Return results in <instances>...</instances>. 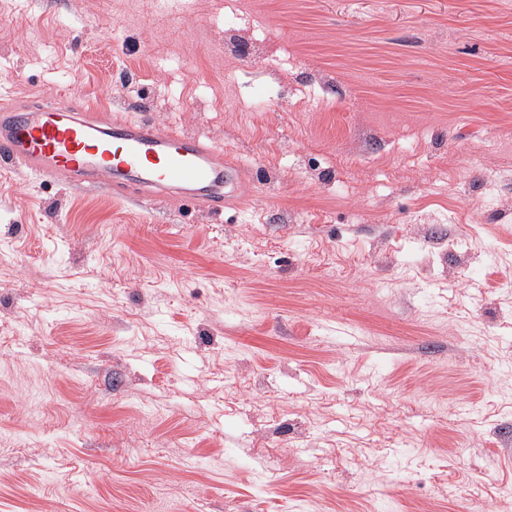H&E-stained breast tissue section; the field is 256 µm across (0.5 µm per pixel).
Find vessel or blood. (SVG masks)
<instances>
[{
    "label": "vessel or blood",
    "mask_w": 512,
    "mask_h": 512,
    "mask_svg": "<svg viewBox=\"0 0 512 512\" xmlns=\"http://www.w3.org/2000/svg\"><path fill=\"white\" fill-rule=\"evenodd\" d=\"M77 94L0 107V165L52 180L110 190L123 198L168 196L223 209L245 181L224 151L150 121H101Z\"/></svg>",
    "instance_id": "b4317fda"
}]
</instances>
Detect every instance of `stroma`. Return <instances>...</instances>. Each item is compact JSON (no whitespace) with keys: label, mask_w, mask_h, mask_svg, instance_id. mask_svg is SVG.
I'll return each instance as SVG.
<instances>
[{"label":"stroma","mask_w":512,"mask_h":512,"mask_svg":"<svg viewBox=\"0 0 512 512\" xmlns=\"http://www.w3.org/2000/svg\"><path fill=\"white\" fill-rule=\"evenodd\" d=\"M73 88L253 179L0 169V512H497L512 0H0V104Z\"/></svg>","instance_id":"35a3bbf8"}]
</instances>
